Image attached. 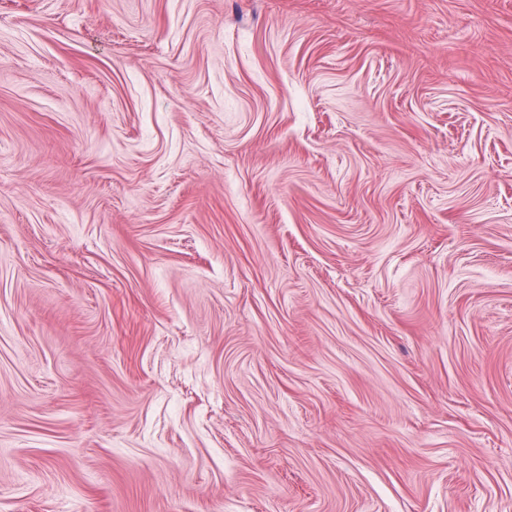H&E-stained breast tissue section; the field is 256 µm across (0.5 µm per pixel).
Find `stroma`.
Segmentation results:
<instances>
[{
    "instance_id": "35a3bbf8",
    "label": "stroma",
    "mask_w": 512,
    "mask_h": 512,
    "mask_svg": "<svg viewBox=\"0 0 512 512\" xmlns=\"http://www.w3.org/2000/svg\"><path fill=\"white\" fill-rule=\"evenodd\" d=\"M0 512H512V0H0Z\"/></svg>"
}]
</instances>
